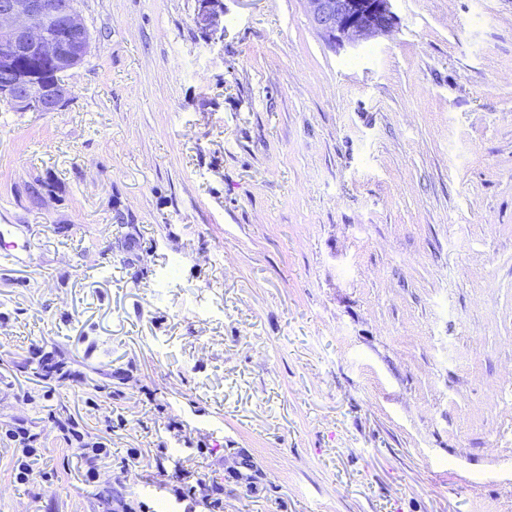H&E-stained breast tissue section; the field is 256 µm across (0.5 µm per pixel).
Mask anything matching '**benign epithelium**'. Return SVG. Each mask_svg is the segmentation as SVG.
<instances>
[{"mask_svg": "<svg viewBox=\"0 0 512 512\" xmlns=\"http://www.w3.org/2000/svg\"><path fill=\"white\" fill-rule=\"evenodd\" d=\"M195 22L220 25V0H202ZM314 27L333 44L391 30V0H305ZM91 34L75 0H0V97L19 109L57 112L69 96L64 77L90 53Z\"/></svg>", "mask_w": 512, "mask_h": 512, "instance_id": "1", "label": "benign epithelium"}]
</instances>
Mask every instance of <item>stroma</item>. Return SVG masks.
<instances>
[{"instance_id":"obj_1","label":"stroma","mask_w":512,"mask_h":512,"mask_svg":"<svg viewBox=\"0 0 512 512\" xmlns=\"http://www.w3.org/2000/svg\"><path fill=\"white\" fill-rule=\"evenodd\" d=\"M222 4L76 0L72 96L0 101V512H512V0ZM206 6L198 12L195 22L205 30H216L220 25V17L223 13L221 6L218 4L220 0H201ZM216 7H220V10ZM392 0H305L314 27L336 45L355 43L391 30ZM32 370L33 375L41 377L42 379H68V378H79L83 382L92 383V387L94 390L101 389H110L107 393L109 398H112V386L102 388L98 384L93 383V379H87L85 375H81L80 373H76L69 368L68 362L62 356L61 353L56 351L46 353L42 355L38 361L37 366L30 368Z\"/></svg>"}]
</instances>
